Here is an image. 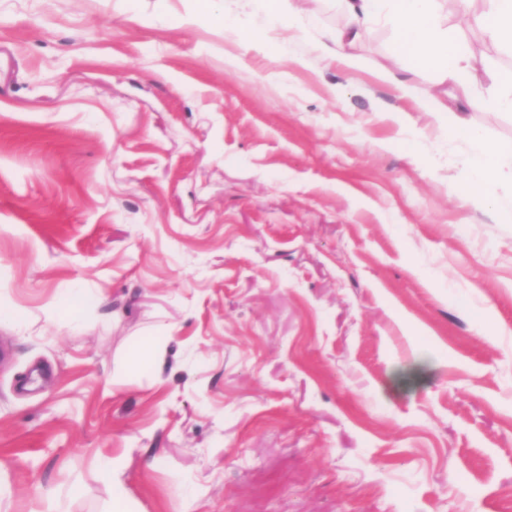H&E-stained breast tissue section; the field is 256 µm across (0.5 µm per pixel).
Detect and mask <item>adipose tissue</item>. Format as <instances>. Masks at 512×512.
<instances>
[{"instance_id":"1","label":"adipose tissue","mask_w":512,"mask_h":512,"mask_svg":"<svg viewBox=\"0 0 512 512\" xmlns=\"http://www.w3.org/2000/svg\"><path fill=\"white\" fill-rule=\"evenodd\" d=\"M348 22L330 31L326 39L334 54L348 68L357 67L359 59L349 49L357 43L366 24L378 13H389L395 34V58L398 63L419 69L441 71L454 91L453 99L470 104L472 96L466 80L473 65L464 46L451 37L442 16L435 9L436 0H335ZM464 139L468 156L464 161L465 177L479 189L478 201H493L500 183L512 172V148L486 140L464 118H457L452 128Z\"/></svg>"}]
</instances>
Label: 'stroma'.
Returning <instances> with one entry per match:
<instances>
[{"label": "stroma", "mask_w": 512, "mask_h": 512, "mask_svg": "<svg viewBox=\"0 0 512 512\" xmlns=\"http://www.w3.org/2000/svg\"><path fill=\"white\" fill-rule=\"evenodd\" d=\"M300 10L0 0V512H112V459L136 512H512V185L474 204L389 23L348 70ZM268 22L271 25H288V28L298 24V0H264Z\"/></svg>", "instance_id": "stroma-1"}]
</instances>
